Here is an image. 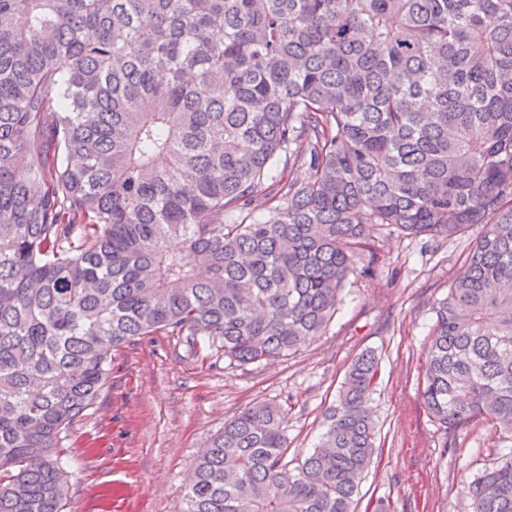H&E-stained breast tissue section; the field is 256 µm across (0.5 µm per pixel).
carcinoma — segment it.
Masks as SVG:
<instances>
[{"mask_svg": "<svg viewBox=\"0 0 512 512\" xmlns=\"http://www.w3.org/2000/svg\"><path fill=\"white\" fill-rule=\"evenodd\" d=\"M371 224L482 225L423 398L445 439L483 419L511 446L512 0H0V512H63L112 349L286 356ZM379 373L354 359L292 470L279 405L224 422L183 512H355ZM466 499L512 512V452Z\"/></svg>", "mask_w": 512, "mask_h": 512, "instance_id": "1", "label": "carcinoma"}]
</instances>
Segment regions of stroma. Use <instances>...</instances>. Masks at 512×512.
Listing matches in <instances>:
<instances>
[{
  "label": "stroma",
  "instance_id": "35a3bbf8",
  "mask_svg": "<svg viewBox=\"0 0 512 512\" xmlns=\"http://www.w3.org/2000/svg\"><path fill=\"white\" fill-rule=\"evenodd\" d=\"M481 225L452 238H414L372 225L327 325L271 363L240 366L187 337L158 335L114 348L106 383L64 442L75 466L65 512H180L193 460L226 420L258 401L282 406L289 466L314 448L351 361L378 355L368 405L378 452L357 512H461L463 490L494 462V431L478 420L452 448L422 398L434 321Z\"/></svg>",
  "mask_w": 512,
  "mask_h": 512
}]
</instances>
